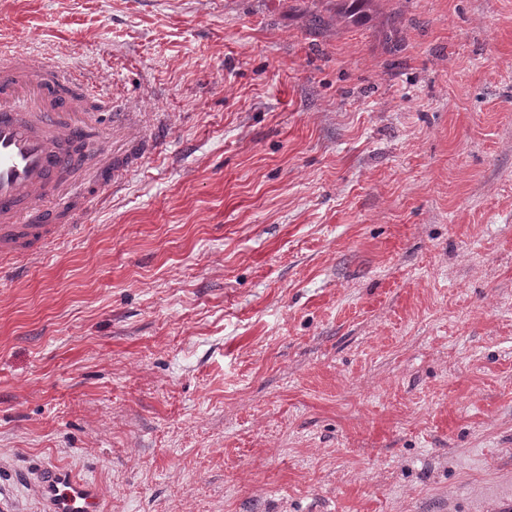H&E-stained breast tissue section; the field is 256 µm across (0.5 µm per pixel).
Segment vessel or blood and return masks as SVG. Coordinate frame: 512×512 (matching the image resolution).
<instances>
[{
	"label": "vessel or blood",
	"mask_w": 512,
	"mask_h": 512,
	"mask_svg": "<svg viewBox=\"0 0 512 512\" xmlns=\"http://www.w3.org/2000/svg\"><path fill=\"white\" fill-rule=\"evenodd\" d=\"M89 89L58 68L0 53V269L48 252L83 223L104 190L117 186L154 147L152 138L126 136L130 112L113 111L112 144L79 188L60 181L78 166L82 148L98 146ZM36 490L49 512H100L93 486L69 471L49 468Z\"/></svg>",
	"instance_id": "b4317fda"
}]
</instances>
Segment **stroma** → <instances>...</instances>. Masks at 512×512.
<instances>
[{"label":"stroma","mask_w":512,"mask_h":512,"mask_svg":"<svg viewBox=\"0 0 512 512\" xmlns=\"http://www.w3.org/2000/svg\"><path fill=\"white\" fill-rule=\"evenodd\" d=\"M0 0L158 125L0 273V512L512 504V0ZM320 24H313V17ZM36 490L50 512H100V498L93 486L69 471L48 468L37 479Z\"/></svg>","instance_id":"35a3bbf8"}]
</instances>
